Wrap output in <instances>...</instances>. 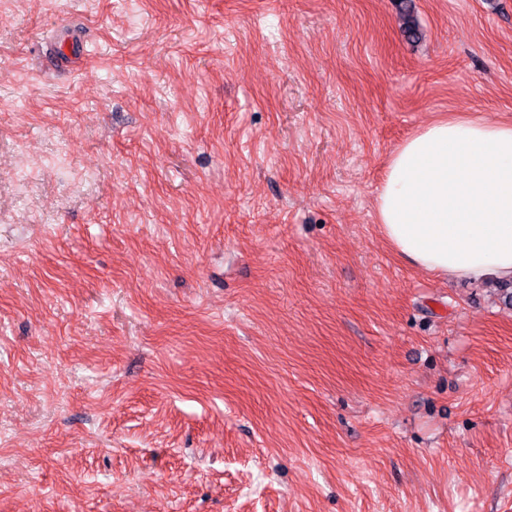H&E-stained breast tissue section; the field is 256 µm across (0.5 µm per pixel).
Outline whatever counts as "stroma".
Listing matches in <instances>:
<instances>
[{
    "instance_id": "1",
    "label": "stroma",
    "mask_w": 512,
    "mask_h": 512,
    "mask_svg": "<svg viewBox=\"0 0 512 512\" xmlns=\"http://www.w3.org/2000/svg\"><path fill=\"white\" fill-rule=\"evenodd\" d=\"M412 2L0 0V512H512V306L374 219L512 0Z\"/></svg>"
}]
</instances>
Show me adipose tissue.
<instances>
[{
    "instance_id": "1",
    "label": "adipose tissue",
    "mask_w": 512,
    "mask_h": 512,
    "mask_svg": "<svg viewBox=\"0 0 512 512\" xmlns=\"http://www.w3.org/2000/svg\"><path fill=\"white\" fill-rule=\"evenodd\" d=\"M375 216L415 267L512 280V121L445 117L414 132L389 157Z\"/></svg>"
}]
</instances>
